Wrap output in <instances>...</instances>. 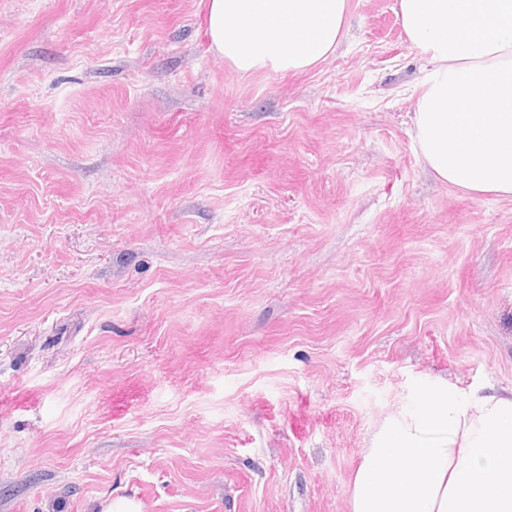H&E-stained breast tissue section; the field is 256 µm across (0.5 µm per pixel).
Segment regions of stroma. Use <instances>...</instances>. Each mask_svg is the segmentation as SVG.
<instances>
[{"mask_svg":"<svg viewBox=\"0 0 512 512\" xmlns=\"http://www.w3.org/2000/svg\"><path fill=\"white\" fill-rule=\"evenodd\" d=\"M395 6L242 74L208 0H0V512H351L418 387H512V197L422 161Z\"/></svg>","mask_w":512,"mask_h":512,"instance_id":"obj_1","label":"stroma"}]
</instances>
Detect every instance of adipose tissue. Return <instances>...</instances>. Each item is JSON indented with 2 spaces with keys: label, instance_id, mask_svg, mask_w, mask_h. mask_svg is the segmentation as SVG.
<instances>
[{
  "label": "adipose tissue",
  "instance_id": "ef3b65f1",
  "mask_svg": "<svg viewBox=\"0 0 512 512\" xmlns=\"http://www.w3.org/2000/svg\"><path fill=\"white\" fill-rule=\"evenodd\" d=\"M347 0H209L212 48L242 74L307 70L341 41ZM433 65L414 114L425 164L481 196H512V0H397ZM351 512H512V394L420 389L363 450Z\"/></svg>",
  "mask_w": 512,
  "mask_h": 512
}]
</instances>
